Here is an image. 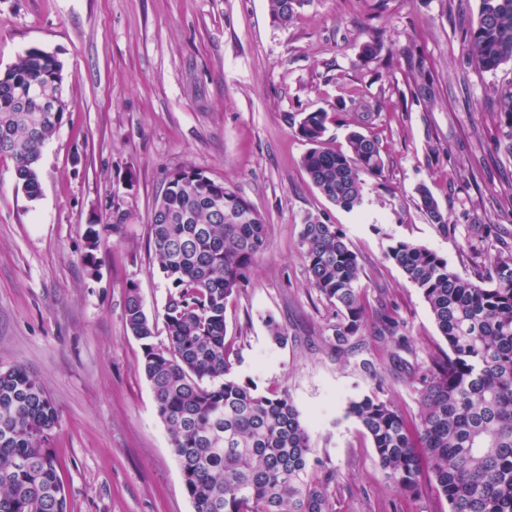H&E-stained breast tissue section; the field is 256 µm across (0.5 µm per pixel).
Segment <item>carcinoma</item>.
Masks as SVG:
<instances>
[{
	"instance_id": "carcinoma-1",
	"label": "carcinoma",
	"mask_w": 512,
	"mask_h": 512,
	"mask_svg": "<svg viewBox=\"0 0 512 512\" xmlns=\"http://www.w3.org/2000/svg\"><path fill=\"white\" fill-rule=\"evenodd\" d=\"M307 0H268L274 21L292 22ZM476 27L466 31L469 60L485 71L512 61V0H480ZM64 64L29 47L0 72V159L13 163L17 185L40 194L43 146L64 122L23 104L31 84L64 93ZM360 126L374 114L351 100ZM329 114L308 112L298 127L311 145L301 165L332 203H362V176L384 169L379 141L353 130L347 149L326 146ZM430 223L447 218L424 186ZM110 225H86L85 260L97 274L95 251ZM149 248L168 283L162 319L167 343L156 344L137 286L128 289L124 328L141 342L142 371L157 414L180 462L195 512H332L331 472L321 467L300 414L287 393H260L233 375L226 343L228 302L245 288L255 257L268 246L267 225L233 187L192 164L175 170L151 215ZM309 284L336 308L333 336L344 345L364 326L361 265L343 233L306 215L300 233ZM386 258L422 293L448 351L430 356L415 378L420 408L412 424L377 395L349 402L347 415L372 440L386 481L415 495L428 476L449 512H512V254L486 258L479 280L448 269L447 259L399 240ZM59 413L22 365L0 371V512H68L59 458L51 447Z\"/></svg>"
}]
</instances>
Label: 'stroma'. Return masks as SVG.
I'll list each match as a JSON object with an SVG mask.
<instances>
[{"label":"stroma","mask_w":512,"mask_h":512,"mask_svg":"<svg viewBox=\"0 0 512 512\" xmlns=\"http://www.w3.org/2000/svg\"><path fill=\"white\" fill-rule=\"evenodd\" d=\"M479 11L480 0H309L282 26L267 0H0V72L37 46L66 73L69 111L42 150L39 196L0 161V370L25 366L57 406L51 446L69 512H194L123 322L133 285L147 315L161 316L167 282L148 225L187 163L234 187L268 226L269 247L226 310L233 373L288 392L336 475L333 512H448L430 484L414 496L389 486L346 410L374 394L415 418L414 376L447 347L420 290L387 259L393 242L430 248L470 279L486 255L512 250V156L497 147L512 125L493 102L512 62L490 72L465 56L462 31ZM376 30L382 48L364 60ZM358 96L385 166L347 211L303 170L297 127L329 112L326 142L345 147ZM422 185L447 229L422 210ZM116 207L128 218L104 234L90 275L85 226L111 223ZM309 213L336 224L362 266L365 325L341 347L334 307L308 283L299 238ZM380 313L397 335H377ZM271 319L285 344L271 339Z\"/></svg>","instance_id":"obj_1"}]
</instances>
